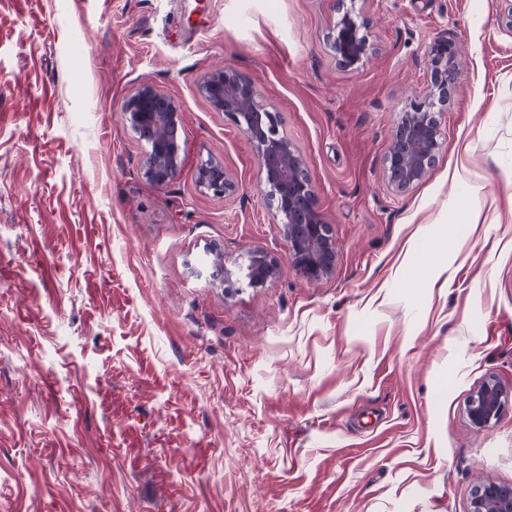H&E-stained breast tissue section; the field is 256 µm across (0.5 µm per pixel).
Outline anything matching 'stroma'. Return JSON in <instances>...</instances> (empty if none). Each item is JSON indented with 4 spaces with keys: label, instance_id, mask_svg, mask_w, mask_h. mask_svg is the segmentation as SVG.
<instances>
[{
    "label": "stroma",
    "instance_id": "1",
    "mask_svg": "<svg viewBox=\"0 0 512 512\" xmlns=\"http://www.w3.org/2000/svg\"><path fill=\"white\" fill-rule=\"evenodd\" d=\"M364 63L328 36L347 9ZM500 0H0V512H470L512 484V36ZM461 48L427 178L386 184L438 37ZM233 68L279 112L336 269L288 259L256 152L198 86ZM182 108L166 186L122 105ZM223 161L237 193L196 184ZM479 192H472V185ZM224 251L227 280L207 264ZM279 271L250 286L252 253ZM357 18L347 10L334 28L330 40V48L345 67L363 63L370 53L366 24ZM512 403V389L508 390L495 376H489L471 395L467 415L477 429L489 427ZM470 512H512V484L478 483L471 494Z\"/></svg>",
    "mask_w": 512,
    "mask_h": 512
}]
</instances>
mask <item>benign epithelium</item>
Listing matches in <instances>:
<instances>
[{
    "mask_svg": "<svg viewBox=\"0 0 512 512\" xmlns=\"http://www.w3.org/2000/svg\"><path fill=\"white\" fill-rule=\"evenodd\" d=\"M330 48L344 67L364 62L370 53L365 22L358 21L352 12H345L334 28ZM458 54L456 43L446 38L437 39L430 46L428 90L410 100L385 154L387 185L395 192L404 193L420 184L442 150L444 132L440 116L457 86ZM199 89L212 109L224 114L254 147L261 185L274 217L281 224L288 258L297 271L308 280L330 275L336 266L332 225L315 207L314 188L305 161L284 133L280 114L261 101L251 79L231 68L209 72ZM122 112L126 125L147 145L142 177L156 186L174 181L186 153L179 102L144 82L126 100ZM196 183L205 194L226 198L236 192V183L224 163L213 157L198 162ZM211 267L213 280L223 285V250L211 251ZM277 272L276 259L260 252L249 265L250 284H263ZM511 404L512 389L490 376L471 395L467 415L475 428L484 429ZM470 512H512V484L478 483L471 494Z\"/></svg>",
    "mask_w": 512,
    "mask_h": 512,
    "instance_id": "benign-epithelium-1",
    "label": "benign epithelium"
}]
</instances>
